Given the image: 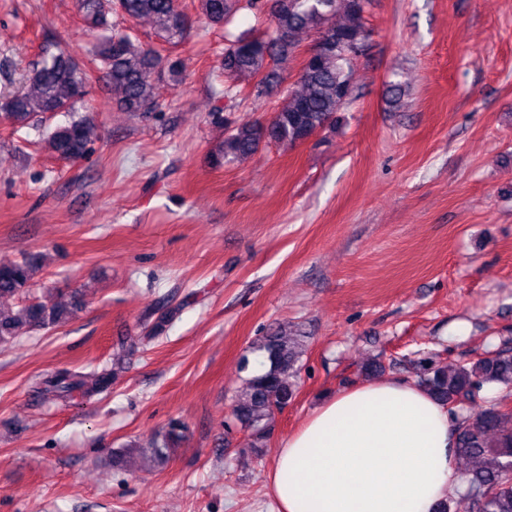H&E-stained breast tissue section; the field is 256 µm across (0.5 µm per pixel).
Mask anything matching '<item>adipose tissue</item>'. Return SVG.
<instances>
[{
    "mask_svg": "<svg viewBox=\"0 0 512 512\" xmlns=\"http://www.w3.org/2000/svg\"><path fill=\"white\" fill-rule=\"evenodd\" d=\"M455 428L416 384L347 388L279 448L267 474L277 512H435L460 484Z\"/></svg>",
    "mask_w": 512,
    "mask_h": 512,
    "instance_id": "1",
    "label": "adipose tissue"
}]
</instances>
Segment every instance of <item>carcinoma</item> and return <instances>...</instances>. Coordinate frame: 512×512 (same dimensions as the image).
Here are the masks:
<instances>
[{
  "instance_id": "obj_1",
  "label": "carcinoma",
  "mask_w": 512,
  "mask_h": 512,
  "mask_svg": "<svg viewBox=\"0 0 512 512\" xmlns=\"http://www.w3.org/2000/svg\"><path fill=\"white\" fill-rule=\"evenodd\" d=\"M241 0H199L205 18L214 25L228 24L240 9ZM248 5L267 9L270 28L259 36L234 35L224 47V72L234 81H253L261 94L274 82L267 71L273 60L288 61L298 37L314 36V54L302 64L297 87L284 91V103L266 124L243 121L227 131L212 157L222 163L247 156L263 144L295 145L336 122L352 98V67L372 36L366 13L372 0H247ZM117 8L131 19H147L155 34L176 45L189 35L191 22L176 0H76V9L86 27L108 26L107 15ZM96 61L125 112L148 115L157 111L153 75L166 73L173 82L180 77L179 61L136 44L129 34L105 38ZM28 88L0 98V121L21 129L39 114L75 111L86 95L89 75L63 51L44 53L30 71ZM95 127L79 117L49 132L47 150L65 160L84 158L93 150ZM36 266L30 261L0 260V298H17V310L0 307V345H8L21 331L55 327L77 308L76 297L66 302L46 299L28 301ZM176 311L163 312L143 340L160 335ZM268 369L249 377L234 408L236 419L251 430L250 447H257L265 433L266 420L288 406L296 395L297 342L272 332L258 345ZM420 383L444 405L472 399L488 384L512 388V349L502 350L471 364L441 365L429 356L417 360ZM115 372L105 365L88 373L60 369L42 381L41 393L55 400L75 396L92 398L112 386ZM455 451L465 488L439 503L438 512H512V409L491 404L475 416L458 418ZM181 437L173 425L162 437L139 448L149 464L161 466L169 458L172 442Z\"/></svg>"
}]
</instances>
